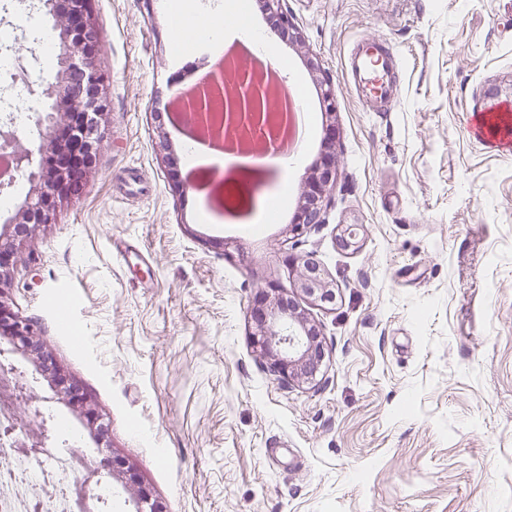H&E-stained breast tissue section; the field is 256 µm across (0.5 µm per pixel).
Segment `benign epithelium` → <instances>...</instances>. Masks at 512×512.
<instances>
[{
  "instance_id": "benign-epithelium-1",
  "label": "benign epithelium",
  "mask_w": 512,
  "mask_h": 512,
  "mask_svg": "<svg viewBox=\"0 0 512 512\" xmlns=\"http://www.w3.org/2000/svg\"><path fill=\"white\" fill-rule=\"evenodd\" d=\"M69 22L58 28L64 50L63 62L55 82L48 85L46 94L57 105L75 106L84 119L81 127L83 156L70 155L76 143L69 129L51 126L42 134L40 154L45 158L38 171L30 173L33 184L27 204L21 206L14 221L17 224H53L60 208L74 198V186L87 188L95 169L96 155L103 140L101 117L109 111L107 78L100 62L99 26L92 0H63ZM264 10L274 18L278 28L300 40L293 16L283 0H262ZM237 83L245 89L241 99H228L224 111L203 113L199 124L202 137L229 142L251 139L257 134L274 140L287 133L285 111L272 100L270 90L256 72L237 68ZM203 93L213 97L225 96V65L221 64ZM0 149L12 157L14 168L23 170L31 154L20 152L14 145V135H0ZM336 185V164L331 154L322 155L315 176L308 181L303 200L295 213L289 233L299 239L323 224V206ZM16 242H0V338L9 337L27 346L37 341L36 323L14 312L8 305V289L4 288L15 265ZM295 276L294 288L298 298H284L272 286L257 290L251 307L256 325L255 343L271 359V371L284 385L292 382L311 383L324 360L320 334L311 323L301 302L333 303L336 284L324 267L307 253L285 256ZM18 420L0 423V447L12 452L37 456L46 447L48 428L35 437L22 441L16 431ZM112 480L128 483L132 480L129 468L112 459L105 466ZM99 484L98 472H91L77 492L78 512H89V504L97 502L94 486ZM136 512H168L163 502L148 493L139 494Z\"/></svg>"
}]
</instances>
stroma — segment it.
<instances>
[{"label": "stroma", "mask_w": 512, "mask_h": 512, "mask_svg": "<svg viewBox=\"0 0 512 512\" xmlns=\"http://www.w3.org/2000/svg\"><path fill=\"white\" fill-rule=\"evenodd\" d=\"M169 2L93 0L109 76L96 172L17 256L13 309L39 348L0 342L29 390L21 437L56 417L92 466L125 459L169 512H512V153L468 132L492 92L512 97V0H285L301 40L276 54L313 126L287 204L257 227L174 188L188 169ZM366 37L396 58L392 102L350 87ZM43 89L0 114L36 163L18 113L65 119ZM330 122L336 188L296 243ZM348 224L355 251L337 245ZM295 250L336 283L335 303L307 307L326 353L316 387H283L253 344L252 299L292 294Z\"/></svg>", "instance_id": "35a3bbf8"}]
</instances>
